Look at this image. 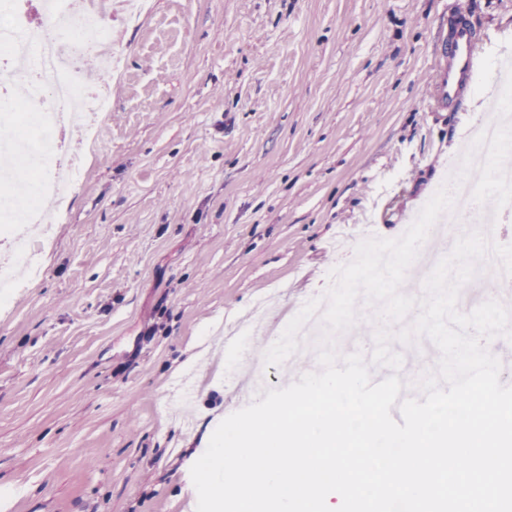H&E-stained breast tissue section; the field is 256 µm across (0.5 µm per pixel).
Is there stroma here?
Segmentation results:
<instances>
[{
	"mask_svg": "<svg viewBox=\"0 0 512 512\" xmlns=\"http://www.w3.org/2000/svg\"><path fill=\"white\" fill-rule=\"evenodd\" d=\"M458 7L483 65L431 112ZM110 23L112 108L0 305V512H196L195 456L256 391L220 375L230 337L267 345L358 242L400 237L512 58V0H112Z\"/></svg>",
	"mask_w": 512,
	"mask_h": 512,
	"instance_id": "35a3bbf8",
	"label": "stroma"
}]
</instances>
